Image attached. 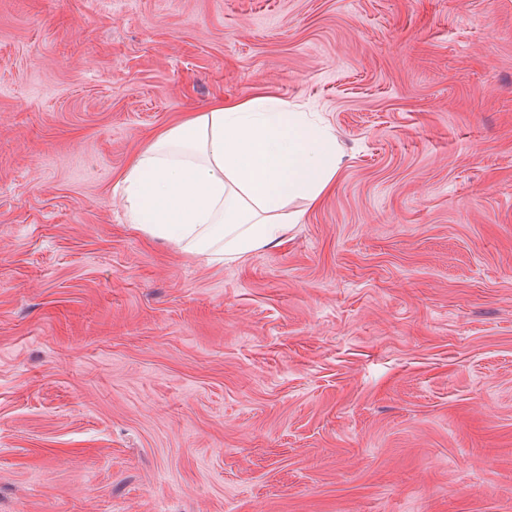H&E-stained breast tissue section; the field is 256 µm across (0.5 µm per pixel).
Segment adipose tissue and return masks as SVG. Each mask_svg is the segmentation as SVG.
Instances as JSON below:
<instances>
[{
	"label": "adipose tissue",
	"mask_w": 512,
	"mask_h": 512,
	"mask_svg": "<svg viewBox=\"0 0 512 512\" xmlns=\"http://www.w3.org/2000/svg\"><path fill=\"white\" fill-rule=\"evenodd\" d=\"M336 139L306 113L271 95L218 100L155 135L121 174L129 221L227 263L280 245L298 213L332 188Z\"/></svg>",
	"instance_id": "ef3b65f1"
}]
</instances>
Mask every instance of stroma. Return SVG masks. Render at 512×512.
Returning <instances> with one entry per match:
<instances>
[{"label": "stroma", "mask_w": 512, "mask_h": 512, "mask_svg": "<svg viewBox=\"0 0 512 512\" xmlns=\"http://www.w3.org/2000/svg\"><path fill=\"white\" fill-rule=\"evenodd\" d=\"M259 94L341 157L285 241L129 224ZM0 512H512V0H0Z\"/></svg>", "instance_id": "1"}]
</instances>
